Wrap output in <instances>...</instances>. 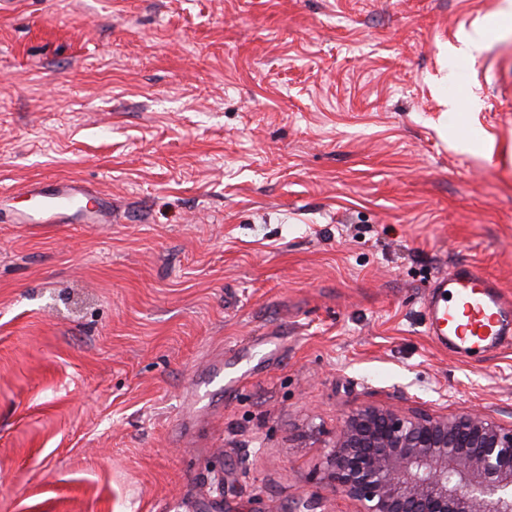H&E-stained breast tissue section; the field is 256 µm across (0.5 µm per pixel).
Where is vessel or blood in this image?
<instances>
[{"label": "vessel or blood", "mask_w": 512, "mask_h": 512, "mask_svg": "<svg viewBox=\"0 0 512 512\" xmlns=\"http://www.w3.org/2000/svg\"><path fill=\"white\" fill-rule=\"evenodd\" d=\"M28 192L40 210L90 196L85 187L66 179L50 189L34 183ZM424 310L427 335L464 358L498 350L512 339V301L502 296L494 279L468 261L436 278ZM248 372V367L218 359L210 365L201 383L206 386L220 380L225 388L233 389Z\"/></svg>", "instance_id": "b4317fda"}]
</instances>
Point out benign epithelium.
I'll return each instance as SVG.
<instances>
[{
	"label": "benign epithelium",
	"mask_w": 512,
	"mask_h": 512,
	"mask_svg": "<svg viewBox=\"0 0 512 512\" xmlns=\"http://www.w3.org/2000/svg\"><path fill=\"white\" fill-rule=\"evenodd\" d=\"M327 479L357 512H512V425L363 404L336 433Z\"/></svg>",
	"instance_id": "1"
}]
</instances>
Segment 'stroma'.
<instances>
[{"label":"stroma","mask_w":512,"mask_h":512,"mask_svg":"<svg viewBox=\"0 0 512 512\" xmlns=\"http://www.w3.org/2000/svg\"><path fill=\"white\" fill-rule=\"evenodd\" d=\"M510 9L0 0V512H356L359 405L512 424V344L456 358L422 309L463 261L512 299ZM55 177L111 223H18ZM251 371L252 368L248 366H238L235 362L224 364L223 357L215 360L210 364L208 371L203 375L197 385L195 394L196 401L199 403V401L209 398L210 396L209 392H205L202 395L200 394L202 386H208L216 379H220L224 381V389H235Z\"/></svg>","instance_id":"1"}]
</instances>
